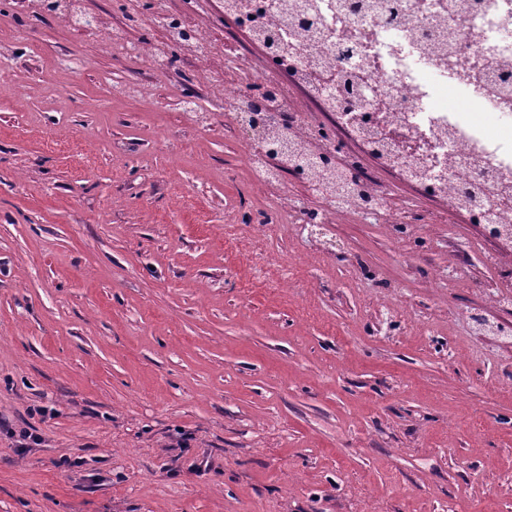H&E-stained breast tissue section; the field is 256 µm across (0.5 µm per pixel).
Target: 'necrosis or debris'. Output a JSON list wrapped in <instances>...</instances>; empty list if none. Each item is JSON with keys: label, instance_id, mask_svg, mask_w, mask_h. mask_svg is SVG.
I'll return each instance as SVG.
<instances>
[{"label": "necrosis or debris", "instance_id": "obj_1", "mask_svg": "<svg viewBox=\"0 0 512 512\" xmlns=\"http://www.w3.org/2000/svg\"><path fill=\"white\" fill-rule=\"evenodd\" d=\"M335 0H298L299 13L317 14L316 45L335 68L362 73L370 94L356 108L367 125L387 121L407 135L441 145L447 168L422 183L433 198L486 168V193L512 182V106L501 102L512 85V0H362L344 15ZM463 92L465 111H449V86ZM255 78L224 82L217 105L244 112L262 98Z\"/></svg>", "mask_w": 512, "mask_h": 512}]
</instances>
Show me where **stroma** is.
<instances>
[{"mask_svg": "<svg viewBox=\"0 0 512 512\" xmlns=\"http://www.w3.org/2000/svg\"><path fill=\"white\" fill-rule=\"evenodd\" d=\"M185 2L159 0L332 125ZM142 10L0 0V417L42 438L0 433V512H512L500 242L341 127L394 221L296 223L322 195L258 186L209 63L131 52L173 48ZM132 50L137 56L151 62L156 69L163 68L166 60L167 62L170 60L167 54L148 38L141 39Z\"/></svg>", "mask_w": 512, "mask_h": 512, "instance_id": "35a3bbf8", "label": "stroma"}]
</instances>
